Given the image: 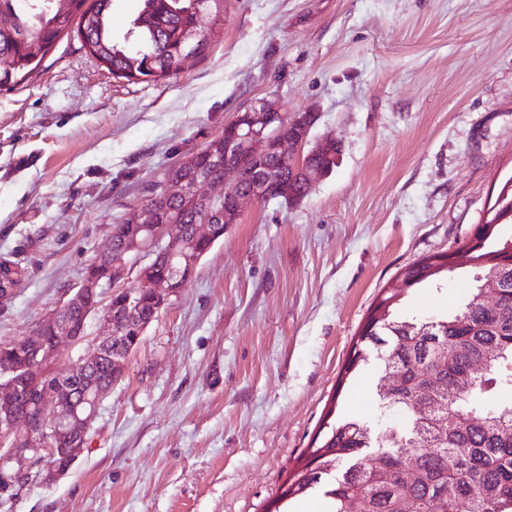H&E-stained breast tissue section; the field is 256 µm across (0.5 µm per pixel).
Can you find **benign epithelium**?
<instances>
[{"mask_svg":"<svg viewBox=\"0 0 512 512\" xmlns=\"http://www.w3.org/2000/svg\"><path fill=\"white\" fill-rule=\"evenodd\" d=\"M316 117L313 112L290 117L266 100L255 102L237 113L208 147L212 163L234 173L232 184L204 176L189 181L170 173L151 187L156 204L142 206L123 222L121 239L111 241L108 251L87 268L74 294L39 321L33 334L16 347L15 361L0 370V461H26L43 450L48 472L62 474L72 467L86 447L89 422L103 395L124 374L128 354L161 310L192 280L203 256L239 222L243 204L283 197L301 201L289 192L288 184H275L265 177L267 166L275 160L291 164L302 174L306 192L322 178L314 159L332 151L337 140L311 138ZM240 151L248 154L251 168L230 162L231 155ZM202 185L211 192L200 195ZM188 195L202 196L212 205L224 204V224H217L210 212L193 225L191 235L176 238L175 214L167 204ZM159 255L167 259L161 272L156 263ZM131 263L138 266L141 288L132 292L113 289L111 302L99 310V288L104 283L116 284ZM95 315L100 332L88 353L69 373H53L49 364L61 340H85ZM103 369L110 374L107 380L99 378ZM23 384L37 390L34 426L25 434L16 422Z\"/></svg>","mask_w":512,"mask_h":512,"instance_id":"benign-epithelium-1","label":"benign epithelium"}]
</instances>
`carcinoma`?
<instances>
[{
    "instance_id": "obj_1",
    "label": "carcinoma",
    "mask_w": 512,
    "mask_h": 512,
    "mask_svg": "<svg viewBox=\"0 0 512 512\" xmlns=\"http://www.w3.org/2000/svg\"><path fill=\"white\" fill-rule=\"evenodd\" d=\"M114 0H0V88L15 86L37 70L65 36L77 37L113 75L157 82L177 73L185 60L203 55L207 32L190 41L203 0H139L140 9L121 38L112 31ZM190 168L214 180L224 167L199 151ZM268 174L303 189L301 174L286 163ZM205 201L180 198L177 236L190 235ZM512 224V177L458 247L473 273L475 288L459 307L441 313L399 317L401 299L383 289L359 332L345 367L350 377L375 355L381 361L375 426L395 415L405 424L381 434L355 418H335L318 434L288 479L280 498L295 499L320 487L333 512L362 497L369 512H512V240L498 229ZM426 255L401 270L415 286L440 287L454 267ZM496 286L493 303L483 285ZM416 469L412 483L400 467Z\"/></svg>"
}]
</instances>
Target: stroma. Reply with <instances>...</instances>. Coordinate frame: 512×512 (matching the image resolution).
Returning <instances> with one entry per match:
<instances>
[{
    "mask_svg": "<svg viewBox=\"0 0 512 512\" xmlns=\"http://www.w3.org/2000/svg\"><path fill=\"white\" fill-rule=\"evenodd\" d=\"M205 56L155 83L75 39L0 90V342L29 336L146 188L246 106L314 112L338 167L297 204L246 203L102 398L72 468L0 465V512H267L329 409L377 413V368L340 384L377 295L456 249L512 177V0H224ZM469 281L414 288L403 317Z\"/></svg>",
    "mask_w": 512,
    "mask_h": 512,
    "instance_id": "obj_1",
    "label": "stroma"
}]
</instances>
